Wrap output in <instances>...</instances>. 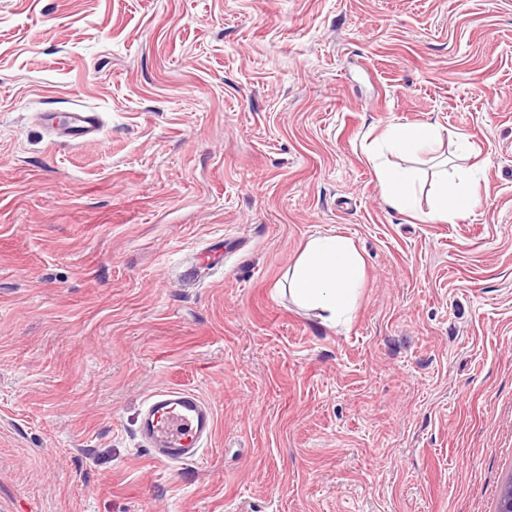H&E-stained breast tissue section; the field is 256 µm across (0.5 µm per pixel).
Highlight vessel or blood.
<instances>
[{
  "mask_svg": "<svg viewBox=\"0 0 512 512\" xmlns=\"http://www.w3.org/2000/svg\"><path fill=\"white\" fill-rule=\"evenodd\" d=\"M40 120L64 142L83 143L102 130L99 113L85 108L65 114L44 112ZM215 430L212 408L192 390L165 386L143 403L139 433L159 461L177 464L194 459L209 445Z\"/></svg>",
  "mask_w": 512,
  "mask_h": 512,
  "instance_id": "obj_1",
  "label": "vessel or blood"
}]
</instances>
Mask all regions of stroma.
Wrapping results in <instances>:
<instances>
[{"label":"stroma","instance_id":"obj_1","mask_svg":"<svg viewBox=\"0 0 512 512\" xmlns=\"http://www.w3.org/2000/svg\"><path fill=\"white\" fill-rule=\"evenodd\" d=\"M77 105L98 140L35 121ZM397 123L475 209L385 203ZM324 234L365 259L335 328L286 291ZM163 385L217 419L173 466L138 436ZM509 481L512 0H0V512H497ZM438 129L427 124H394L381 135L388 150L401 156L430 151L438 138ZM479 181L465 172L456 173L448 180V171L436 182V187L426 211H420L424 222L452 223L480 203Z\"/></svg>","mask_w":512,"mask_h":512}]
</instances>
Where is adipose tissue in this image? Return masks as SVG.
Here are the masks:
<instances>
[{
  "mask_svg": "<svg viewBox=\"0 0 512 512\" xmlns=\"http://www.w3.org/2000/svg\"><path fill=\"white\" fill-rule=\"evenodd\" d=\"M439 135L427 124H394L381 139L392 153L411 156L430 151ZM377 184L388 205L399 211L412 208L418 189L428 173L419 167L401 168L383 160L381 153L367 156ZM480 203L478 180L460 172L440 176L422 221L450 223ZM364 260L353 240L342 235L309 239L291 268L288 294L299 308L317 313L329 327L347 324L357 305L362 287Z\"/></svg>",
  "mask_w": 512,
  "mask_h": 512,
  "instance_id": "adipose-tissue-1",
  "label": "adipose tissue"
}]
</instances>
